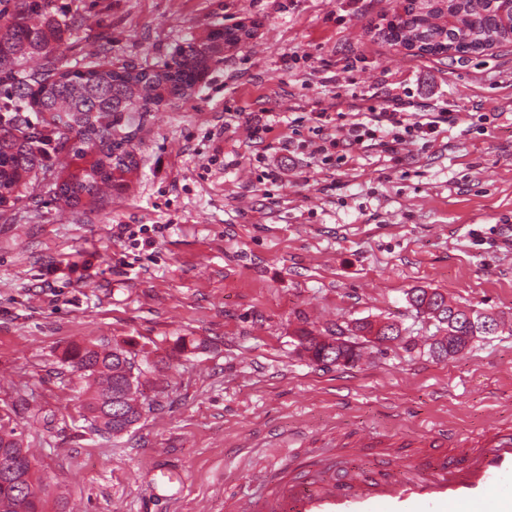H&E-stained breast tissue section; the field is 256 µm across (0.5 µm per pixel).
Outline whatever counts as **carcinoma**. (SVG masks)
Segmentation results:
<instances>
[{
    "label": "carcinoma",
    "instance_id": "cac0c4a2",
    "mask_svg": "<svg viewBox=\"0 0 512 512\" xmlns=\"http://www.w3.org/2000/svg\"><path fill=\"white\" fill-rule=\"evenodd\" d=\"M38 12L41 24L33 26L29 15ZM454 15L462 25L474 26L483 35L501 31L496 13L482 0L434 5L419 16L404 11L399 34L405 38L419 36L437 44L440 38H455L452 30L442 25L446 15ZM64 21L60 19L54 0H13L0 9V80L11 82L8 97L0 99V207H8L25 196L38 173L58 166H70L66 159L92 156L90 169L81 174L55 177L54 195L68 208L87 201L102 199L103 190L115 186L136 167L122 157L135 154L134 138L142 125L144 113L168 98H179L204 80L213 58L234 42L226 37L225 28H217L202 44L189 43L179 48L160 67H142L132 76L114 71V63L92 56L85 77L61 62ZM53 57L50 66L40 73L16 78L13 68L26 56ZM33 111L48 115L42 129L33 127L20 103ZM409 304L417 311L428 305L431 318L443 326L448 324L446 296L419 288ZM358 330L368 335H401L394 325L383 326L363 321ZM480 333L466 323L450 327L447 336L433 346L455 354L468 347ZM306 350L322 361L338 358L353 363L360 356L356 345L335 349L313 337ZM66 360L87 381L89 396L82 408L95 428L112 437L128 432L141 418L142 406L137 399L139 376L132 352L115 345L78 346L66 354ZM0 449L6 450L13 471L0 469V512H43V500L35 484V457L24 447L22 434L11 420L0 415Z\"/></svg>",
    "mask_w": 512,
    "mask_h": 512
}]
</instances>
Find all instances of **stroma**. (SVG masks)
<instances>
[{
    "mask_svg": "<svg viewBox=\"0 0 512 512\" xmlns=\"http://www.w3.org/2000/svg\"><path fill=\"white\" fill-rule=\"evenodd\" d=\"M64 57L159 64L218 26L253 35L205 83L146 113L138 167L100 205L62 209L42 183L0 208V413L31 446L45 512H226L253 469L289 468L344 437L411 445L445 423L468 435L512 415V47L452 65L384 31L401 0H56ZM443 98L434 142L323 165L278 140L314 112L394 95ZM273 124L256 137V121ZM287 160L263 179L256 156ZM116 224H161L135 251ZM73 264L88 265L83 274ZM414 288L498 313L496 334L439 359ZM390 321L402 336L355 363L315 361L306 335ZM76 344H119L141 369L142 417L124 435L80 415ZM183 480L153 494L148 471Z\"/></svg>",
    "mask_w": 512,
    "mask_h": 512,
    "instance_id": "stroma-1",
    "label": "stroma"
}]
</instances>
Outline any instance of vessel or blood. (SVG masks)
<instances>
[{"instance_id":"1","label":"vessel or blood","mask_w":512,"mask_h":512,"mask_svg":"<svg viewBox=\"0 0 512 512\" xmlns=\"http://www.w3.org/2000/svg\"><path fill=\"white\" fill-rule=\"evenodd\" d=\"M413 454L382 449L380 466H351V449L303 470H260L258 493L229 512H512V424L459 437L422 436Z\"/></svg>"}]
</instances>
